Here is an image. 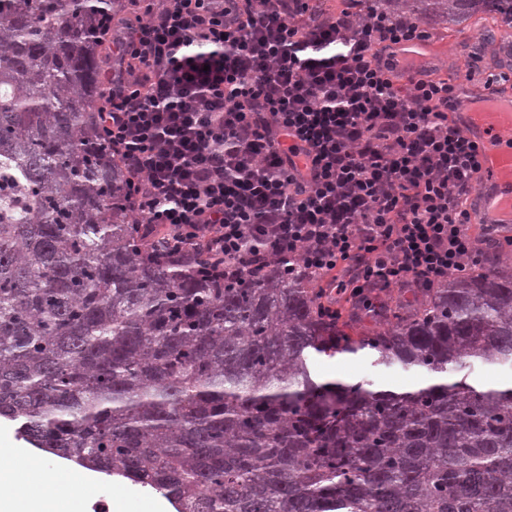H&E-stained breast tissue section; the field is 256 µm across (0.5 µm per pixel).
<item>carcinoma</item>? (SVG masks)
Instances as JSON below:
<instances>
[{"label": "carcinoma", "mask_w": 512, "mask_h": 512, "mask_svg": "<svg viewBox=\"0 0 512 512\" xmlns=\"http://www.w3.org/2000/svg\"><path fill=\"white\" fill-rule=\"evenodd\" d=\"M378 2L512 25V0ZM114 3L0 0V418L176 512H512V386L464 373L512 365V273L460 271L352 340L277 263L222 288L160 259L96 112ZM360 352L431 383L320 380Z\"/></svg>", "instance_id": "cac0c4a2"}]
</instances>
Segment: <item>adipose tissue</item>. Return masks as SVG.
<instances>
[{
  "mask_svg": "<svg viewBox=\"0 0 512 512\" xmlns=\"http://www.w3.org/2000/svg\"><path fill=\"white\" fill-rule=\"evenodd\" d=\"M0 482L11 488L0 512H84V499L67 491L69 475L27 457L20 448H0Z\"/></svg>",
  "mask_w": 512,
  "mask_h": 512,
  "instance_id": "ef3b65f1",
  "label": "adipose tissue"
}]
</instances>
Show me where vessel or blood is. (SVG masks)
<instances>
[{
	"mask_svg": "<svg viewBox=\"0 0 512 512\" xmlns=\"http://www.w3.org/2000/svg\"><path fill=\"white\" fill-rule=\"evenodd\" d=\"M396 55L428 67L432 57L425 44L417 42L396 47ZM457 123L464 135L478 147L480 188L473 198L471 220L476 224L495 223V209L501 203L512 205V93L493 84L473 88L457 82Z\"/></svg>",
	"mask_w": 512,
	"mask_h": 512,
	"instance_id": "obj_1",
	"label": "vessel or blood"
}]
</instances>
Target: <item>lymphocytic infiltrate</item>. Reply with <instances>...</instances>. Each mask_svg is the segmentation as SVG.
<instances>
[{
    "label": "lymphocytic infiltrate",
    "mask_w": 512,
    "mask_h": 512,
    "mask_svg": "<svg viewBox=\"0 0 512 512\" xmlns=\"http://www.w3.org/2000/svg\"><path fill=\"white\" fill-rule=\"evenodd\" d=\"M306 0H159L105 27L104 140L124 198L170 255L197 253L217 284L278 261L366 312L426 291L476 259L480 169L454 86L418 79L390 46L416 21L350 0L303 21Z\"/></svg>",
    "instance_id": "obj_1"
}]
</instances>
